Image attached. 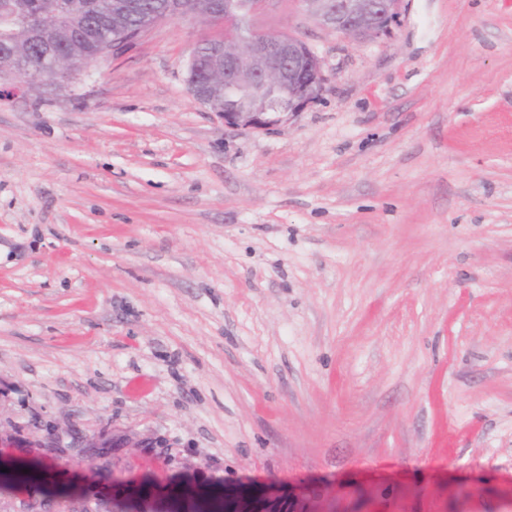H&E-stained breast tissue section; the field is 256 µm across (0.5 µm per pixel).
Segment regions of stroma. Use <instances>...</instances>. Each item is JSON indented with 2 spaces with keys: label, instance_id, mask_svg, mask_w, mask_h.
Masks as SVG:
<instances>
[{
  "label": "stroma",
  "instance_id": "stroma-1",
  "mask_svg": "<svg viewBox=\"0 0 512 512\" xmlns=\"http://www.w3.org/2000/svg\"><path fill=\"white\" fill-rule=\"evenodd\" d=\"M321 58L262 130L186 85L169 20L70 79L0 80V459L110 448L0 487L252 485L239 512H512V0H402L366 44L297 0L251 15ZM167 445V441L158 436L137 438L113 428L112 433L106 428H101L85 434L81 438V446H63L54 441H49L43 446L45 448H164Z\"/></svg>",
  "mask_w": 512,
  "mask_h": 512
}]
</instances>
